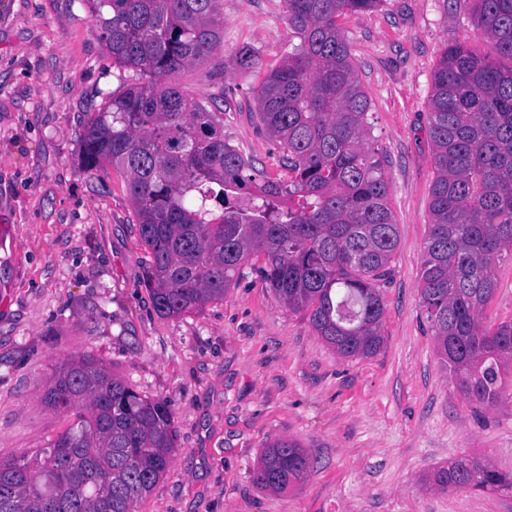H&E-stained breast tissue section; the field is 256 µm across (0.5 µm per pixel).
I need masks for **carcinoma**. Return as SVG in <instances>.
I'll use <instances>...</instances> for the list:
<instances>
[{"instance_id": "obj_1", "label": "carcinoma", "mask_w": 512, "mask_h": 512, "mask_svg": "<svg viewBox=\"0 0 512 512\" xmlns=\"http://www.w3.org/2000/svg\"><path fill=\"white\" fill-rule=\"evenodd\" d=\"M121 89L80 133L78 165L122 173L150 255L157 314L180 317L224 299L253 252L289 309L308 312L343 358L383 344L380 284L399 240L384 160L370 144V101L336 19L380 0H284L298 43L268 71L255 116L288 179L264 176L224 141V110L186 93L176 74L221 50L220 0H86ZM476 34L512 61V0H474ZM234 59L259 69L258 51ZM428 135L435 175L421 303L437 352L477 408L495 406L512 374V320L483 321L512 256V64L455 40L432 76ZM73 424L33 458L0 460V512H135L168 470L170 406L141 395L91 355L59 363L44 394ZM310 468L304 449L277 440L255 480L284 491ZM441 491H512V472L464 456L427 478Z\"/></svg>"}]
</instances>
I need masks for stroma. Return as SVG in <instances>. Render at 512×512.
<instances>
[{
	"instance_id": "1",
	"label": "stroma",
	"mask_w": 512,
	"mask_h": 512,
	"mask_svg": "<svg viewBox=\"0 0 512 512\" xmlns=\"http://www.w3.org/2000/svg\"><path fill=\"white\" fill-rule=\"evenodd\" d=\"M472 0H382L340 17L370 102L371 144L386 161L399 225L380 351L344 359L268 288L263 253L223 300L160 317L143 285L149 254L121 173L88 176L79 132L118 90V69L85 0H0V459L34 454L73 422L48 409L56 366L91 355L139 392L166 401L176 448L137 512H512V492L441 491L423 478L464 456L512 472V385L475 410L440 359L422 312L434 160L427 102L449 42L473 32ZM224 46L183 74L186 91L224 111V139L282 178L254 116L262 72L233 50L279 65L283 0H223ZM311 460L288 492L256 484L278 439Z\"/></svg>"
}]
</instances>
